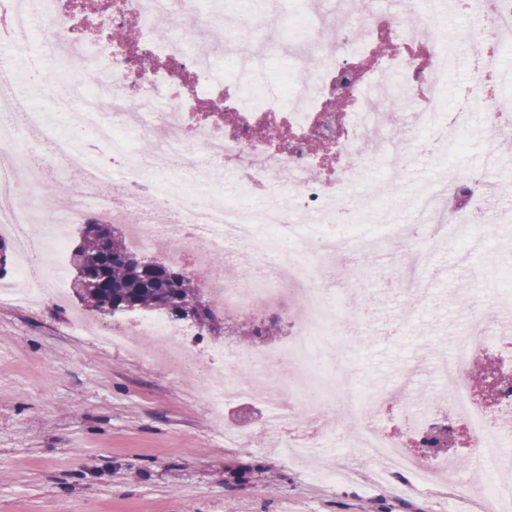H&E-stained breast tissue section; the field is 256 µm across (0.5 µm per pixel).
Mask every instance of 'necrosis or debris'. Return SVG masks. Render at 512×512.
<instances>
[{"instance_id": "obj_1", "label": "necrosis or debris", "mask_w": 512, "mask_h": 512, "mask_svg": "<svg viewBox=\"0 0 512 512\" xmlns=\"http://www.w3.org/2000/svg\"><path fill=\"white\" fill-rule=\"evenodd\" d=\"M460 15L478 16L457 39L469 48V80L446 105L447 41L440 19L424 0H403L398 9L376 10L366 0H334L321 11L317 0H301L300 40L289 46V62L277 92L259 88L255 68L264 45L246 46L244 33H270L291 20L271 13L263 0L241 9L238 0H0V47L27 57V67L46 68L39 56L72 59L66 80L95 88L81 108L59 95L48 114L16 94L10 58H0V229L11 234L22 258L20 278L36 288L61 287L65 269L56 245L81 223L123 225L136 251H158L171 261L204 263L214 254L245 275L225 279L213 271L205 288L222 295L226 314L251 316L257 309L301 302L289 346L224 351L231 370L187 350L177 326L160 318L133 324L84 322L98 345L138 353L137 337L163 336L170 343L164 366L197 386L214 407L227 397L259 399L266 408L264 429L273 447L302 452L335 435V428L308 431L299 419L321 417L336 402L358 404L361 413L345 425L375 464L374 478L399 473L418 483L457 469L455 456H417L388 437L376 415L391 399L402 402L409 428L428 433L430 417L442 411L449 423L465 421L474 458L500 462L512 439V374L503 379L496 414L479 406L470 372L483 343L503 339L495 318H471L454 337L447 359L436 369L443 393L413 399L410 387L359 390L349 379L329 375L314 342L334 324L329 299L334 259L351 249L373 250L379 240L401 249L391 274L398 287L416 295L425 288L417 268L425 248L445 235L450 221L466 218L484 226L491 217L484 205L486 181L498 160L497 149L512 140V95L506 94L501 48L512 23V0H452ZM225 20L224 61L216 63L193 49L190 26ZM136 29L137 38L117 43L116 29ZM388 43L389 53L377 52ZM389 95L407 111L416 131L443 141L467 127L473 113L484 115L489 150L486 167L448 177L435 190L413 199L424 237L403 226L373 233L352 225L336 236L330 226L341 205L362 214L365 198L355 190L370 166L363 148L382 129L398 132L397 122L378 112L375 100ZM156 143L168 158L171 174L187 175L191 192L156 179L149 161L137 151ZM111 161H104L103 151ZM77 180L82 191L48 225L41 243L27 227L40 204L34 193L20 195L17 183L40 186L45 170ZM233 189L218 199L208 191L215 177Z\"/></svg>"}]
</instances>
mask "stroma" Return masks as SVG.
<instances>
[{
    "label": "stroma",
    "mask_w": 512,
    "mask_h": 512,
    "mask_svg": "<svg viewBox=\"0 0 512 512\" xmlns=\"http://www.w3.org/2000/svg\"><path fill=\"white\" fill-rule=\"evenodd\" d=\"M464 141L435 159L417 150L402 195L413 198L441 169L479 167L481 114ZM465 237L455 223L432 249L421 298H406L369 269V292L336 312L354 334L339 330L320 344L334 356L337 377L384 389L406 364L434 367L469 314L512 296L507 274L476 258L459 263ZM83 308L69 290L29 307L0 299V512H379L382 503L391 512H488L496 503L482 492L491 469L467 466L458 485L417 491L406 475L378 485L373 463L341 438L309 459H291L269 447L261 401L229 398L214 414L206 393L149 363L148 354L165 348L160 337H140L138 356L95 345L74 319ZM299 311L294 302L242 322L220 314L217 333L202 339L187 323L183 343L216 359L240 331L269 325L272 335L248 345L278 346ZM229 428L239 432L236 444L225 441Z\"/></svg>",
    "instance_id": "35a3bbf8"
}]
</instances>
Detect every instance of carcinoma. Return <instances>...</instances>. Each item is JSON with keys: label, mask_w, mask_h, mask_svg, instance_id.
<instances>
[{"label": "carcinoma", "mask_w": 512, "mask_h": 512, "mask_svg": "<svg viewBox=\"0 0 512 512\" xmlns=\"http://www.w3.org/2000/svg\"><path fill=\"white\" fill-rule=\"evenodd\" d=\"M76 275L72 290L103 315L124 311L158 312L173 321L182 317L168 311L174 306L200 314L198 323L212 329V302L199 285L184 279L173 265H151L126 243L125 234L112 224H92L74 251Z\"/></svg>", "instance_id": "obj_1"}]
</instances>
